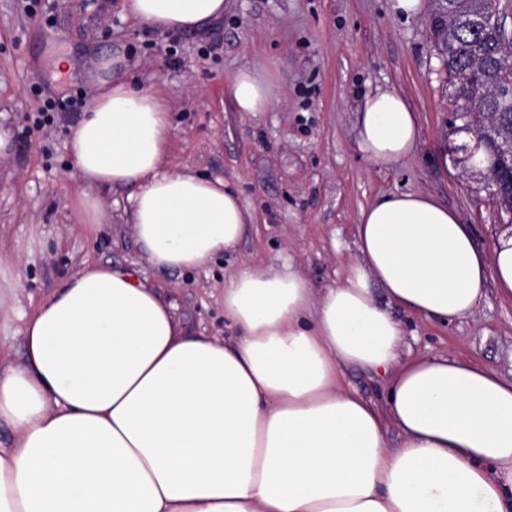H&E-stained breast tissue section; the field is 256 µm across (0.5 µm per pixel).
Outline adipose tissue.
Listing matches in <instances>:
<instances>
[{"instance_id":"obj_1","label":"adipose tissue","mask_w":512,"mask_h":512,"mask_svg":"<svg viewBox=\"0 0 512 512\" xmlns=\"http://www.w3.org/2000/svg\"><path fill=\"white\" fill-rule=\"evenodd\" d=\"M230 0H124L159 32L204 27ZM101 58L98 93L69 150L90 186L130 188L137 243L159 270L234 252L252 220L235 189L169 166L170 115ZM237 111L272 93L229 82ZM359 152L411 157L417 119L393 91L359 105ZM358 258L314 291L290 260L225 277L228 337L186 333L161 288L84 262L21 312L22 362L0 347V512H512V381L442 354L401 357L406 331L377 302L426 320L471 315L486 281L512 298V236L492 252L429 193L361 208ZM387 373L381 401L345 389L343 365ZM395 427L401 447H388Z\"/></svg>"}]
</instances>
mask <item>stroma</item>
I'll return each instance as SVG.
<instances>
[{
  "label": "stroma",
  "instance_id": "obj_1",
  "mask_svg": "<svg viewBox=\"0 0 512 512\" xmlns=\"http://www.w3.org/2000/svg\"><path fill=\"white\" fill-rule=\"evenodd\" d=\"M123 0H37L53 26L35 25L21 0H0V126L12 149L0 156V259L20 260L22 286L0 291V345L23 357L13 309L48 299L83 261L138 270L176 305L186 332H224L218 290L244 262L291 258L313 288L357 257L361 207L386 194L426 192L469 224L489 252L512 236V215L495 207L480 168L463 160L471 132L453 117L448 72L433 37V6L407 17L391 0H232L219 22L159 33L134 23ZM120 57L126 80L160 92L171 112L173 169L233 183L253 223L235 252L205 269L155 270L136 244L128 189L87 186L68 151L77 113L39 125L47 95L90 93L86 74ZM266 75L273 103L237 111L228 83L242 68ZM403 94L418 120L415 156L377 167L356 148L357 108L376 90ZM97 197L99 234L77 228L76 201ZM404 349L443 354L512 377V300L487 283L472 315L434 323L394 309Z\"/></svg>",
  "mask_w": 512,
  "mask_h": 512
}]
</instances>
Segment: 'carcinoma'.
<instances>
[{
  "mask_svg": "<svg viewBox=\"0 0 512 512\" xmlns=\"http://www.w3.org/2000/svg\"><path fill=\"white\" fill-rule=\"evenodd\" d=\"M493 10L494 0H448V20L435 23L437 45L459 111L505 77L499 62L509 60V54L501 48L499 33L488 19ZM464 71L473 72L468 84L457 81L456 74Z\"/></svg>",
  "mask_w": 512,
  "mask_h": 512,
  "instance_id": "1",
  "label": "carcinoma"
}]
</instances>
